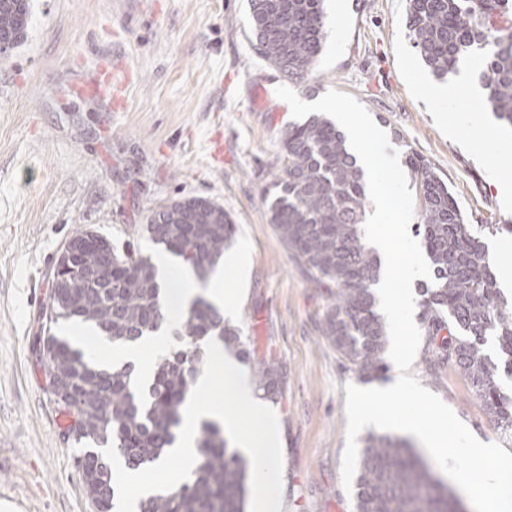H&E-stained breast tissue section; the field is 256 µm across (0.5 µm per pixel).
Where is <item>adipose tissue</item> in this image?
<instances>
[{"label": "adipose tissue", "instance_id": "1", "mask_svg": "<svg viewBox=\"0 0 512 512\" xmlns=\"http://www.w3.org/2000/svg\"><path fill=\"white\" fill-rule=\"evenodd\" d=\"M162 285V303L166 315V326L159 332L143 338L139 344L117 346L94 331H84L81 349L96 364L109 367L126 362L134 363L141 381H148L153 373V355L166 353L170 348L169 329L175 326L179 315L187 313L200 298L223 309L225 316H233L237 310L240 290L236 281L227 279L225 269L242 270L245 258L240 254L224 257V266L216 270L206 281L193 277L189 266L183 265L172 255L157 254L153 259Z\"/></svg>", "mask_w": 512, "mask_h": 512}]
</instances>
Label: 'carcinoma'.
<instances>
[{
	"instance_id": "carcinoma-1",
	"label": "carcinoma",
	"mask_w": 512,
	"mask_h": 512,
	"mask_svg": "<svg viewBox=\"0 0 512 512\" xmlns=\"http://www.w3.org/2000/svg\"><path fill=\"white\" fill-rule=\"evenodd\" d=\"M407 29L433 76L446 79L465 59L483 61L479 81L485 106L512 124V31H492L487 15L512 8V0H407ZM253 46L270 66L297 84L312 74L324 46L322 0H248ZM29 0L0 3V33L20 45L26 36ZM273 189L267 190L270 223L281 242L318 288L326 290L321 328L342 358L364 378L386 368L388 328L373 292L379 265L368 247L365 172L346 136L323 115L288 125ZM404 163L416 190L418 235L433 270L418 284L422 297L424 361L433 377L453 369L465 379L498 428L512 434V397L499 385L512 375V298L501 290L483 238L512 233L509 224L465 222L447 181L411 150ZM142 232L156 246L182 259L196 276H209L224 256L235 227L224 206L202 196H185L150 210ZM96 269L93 280L59 273L53 316L45 318L41 361L51 393L68 419L67 439L86 448L77 467L97 512H112L115 481L99 448L113 444L124 466L142 470L175 440L180 410L203 367L200 343L213 336L247 359L240 330L206 301L196 302L173 335L179 348L156 364L152 383L141 390L133 365L110 370L89 361L63 322L99 329L112 342L133 343L164 321L156 270L131 242L104 250L84 242L72 257ZM498 349L491 357L485 342ZM280 380L272 359L257 363L256 387L268 396ZM199 464L192 479L155 494L140 512H244L247 469L229 446L223 426L199 429ZM355 512H466L462 499L436 479L419 452L398 437L369 436L359 466Z\"/></svg>"
}]
</instances>
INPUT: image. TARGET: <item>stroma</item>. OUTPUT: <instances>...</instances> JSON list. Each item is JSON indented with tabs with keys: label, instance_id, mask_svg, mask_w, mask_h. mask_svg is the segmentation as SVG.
<instances>
[{
	"label": "stroma",
	"instance_id": "stroma-1",
	"mask_svg": "<svg viewBox=\"0 0 512 512\" xmlns=\"http://www.w3.org/2000/svg\"><path fill=\"white\" fill-rule=\"evenodd\" d=\"M324 0L326 43L316 71L293 86L306 102L353 95L386 132L444 178L470 224H511L497 197L512 145L486 147V128L512 133L482 101L455 127L450 109L423 98L436 84L408 37L407 0ZM120 68L111 102L80 95L104 63ZM260 57L248 0H30L25 41L0 55V497L23 512H96L66 441L68 423L32 352L62 244L93 229L146 255L151 208L182 196L223 204L231 249L247 271L236 325L256 359L282 378L271 406L281 424L283 512H353L342 484L347 385L361 380L323 336L326 304L282 244L265 204L293 116L275 93L288 85ZM224 150L212 156L213 139ZM486 443L512 437L452 370H409Z\"/></svg>",
	"mask_w": 512,
	"mask_h": 512
}]
</instances>
